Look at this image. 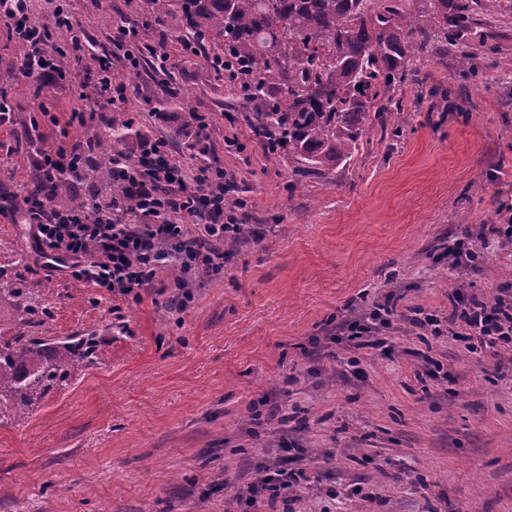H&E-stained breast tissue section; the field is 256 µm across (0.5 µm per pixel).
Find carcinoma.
<instances>
[{
    "label": "carcinoma",
    "instance_id": "obj_1",
    "mask_svg": "<svg viewBox=\"0 0 512 512\" xmlns=\"http://www.w3.org/2000/svg\"><path fill=\"white\" fill-rule=\"evenodd\" d=\"M155 21L179 19V37L194 43L191 56L213 62L215 78L224 80L252 107V133L267 157L294 164L296 183L311 175L331 181L354 159L364 126L377 120L385 135L400 137L409 126L398 91L417 80L414 58L430 48L453 52L462 83L482 76L474 63L469 36L482 25L478 10L498 0H464L448 11V0H437L422 19H410L402 0H145ZM480 9H475V5ZM28 23L43 30L56 51V62L68 71L76 42H59L53 29L36 13ZM497 35L485 34L482 47L487 68L498 69ZM140 61H151L153 71L173 82L159 67L163 48L138 43ZM184 103L175 89L155 101L153 110L165 112ZM194 134L179 132L193 156L209 155L204 117L188 110ZM139 136L131 118L112 123L85 142V163L74 178L42 184L45 194L61 209L85 211L99 200L120 201L125 183L118 168L140 162L126 143ZM86 184L79 195L75 184ZM16 311V333L0 335V403L18 414L54 386H64L71 372L99 357L94 335L69 336L47 342L27 336L23 328L39 312L40 301L17 278L0 269V304Z\"/></svg>",
    "mask_w": 512,
    "mask_h": 512
}]
</instances>
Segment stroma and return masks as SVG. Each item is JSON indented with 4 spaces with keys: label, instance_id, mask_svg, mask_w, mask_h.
<instances>
[{
    "label": "stroma",
    "instance_id": "35a3bbf8",
    "mask_svg": "<svg viewBox=\"0 0 512 512\" xmlns=\"http://www.w3.org/2000/svg\"><path fill=\"white\" fill-rule=\"evenodd\" d=\"M68 3L74 31L98 44L112 37L103 12L148 23L142 0ZM488 30L512 59V0L472 32L474 54ZM417 69L421 84L402 93L412 116L405 137L369 124L335 183L298 187L292 163L267 159L247 108L204 61L178 63L172 74L205 116L212 151L174 155L233 173L255 229L227 248L223 275L194 279L181 315L154 288L125 299L35 265L23 215L0 214V267L17 271L49 311L35 335L93 334L104 346L100 363L75 370L28 414L0 404V512H249L237 499L253 480L247 462L278 454L284 439L306 451L312 488L299 512H512V348L472 354L451 336L415 335L405 320L415 307L447 316L462 279L484 299L512 298V240L491 238L512 217V70L488 71L445 110L430 91L456 85L454 58L433 54ZM112 71L148 136L176 141L183 112L162 121L151 110L167 85L126 78L117 61ZM6 91L14 110L0 124V191L19 203L36 175L31 125L50 149L121 117L92 102L85 125L64 124L75 105L66 81L19 76ZM233 135L237 145L225 144ZM484 237L479 265L449 256V244ZM385 301L389 355L365 349L351 366L328 332ZM265 395L296 415L253 438L249 405ZM329 487L346 504L326 497Z\"/></svg>",
    "mask_w": 512,
    "mask_h": 512
}]
</instances>
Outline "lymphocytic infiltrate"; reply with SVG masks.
Wrapping results in <instances>:
<instances>
[{"label": "lymphocytic infiltrate", "instance_id": "f902f5d3", "mask_svg": "<svg viewBox=\"0 0 512 512\" xmlns=\"http://www.w3.org/2000/svg\"><path fill=\"white\" fill-rule=\"evenodd\" d=\"M0 25L12 39L27 44L21 63L24 76L51 77L55 59L49 44L28 35L15 15L0 12ZM125 179L128 195L119 206H99L86 213L40 201L30 223L36 263L123 297L137 295L169 262L193 274L223 272V244L241 229L237 210L225 204L232 178L223 167L200 168L189 182L172 180L163 170L146 175L138 167L127 170ZM192 224L199 227L194 236L188 231ZM448 301L447 320L415 315L411 324L435 336L449 333L472 353L512 343V302L500 298L489 305L461 289L451 292ZM264 465L265 482L249 483L244 491L249 503L279 500L289 506L309 490L305 470H283L275 458Z\"/></svg>", "mask_w": 512, "mask_h": 512}]
</instances>
